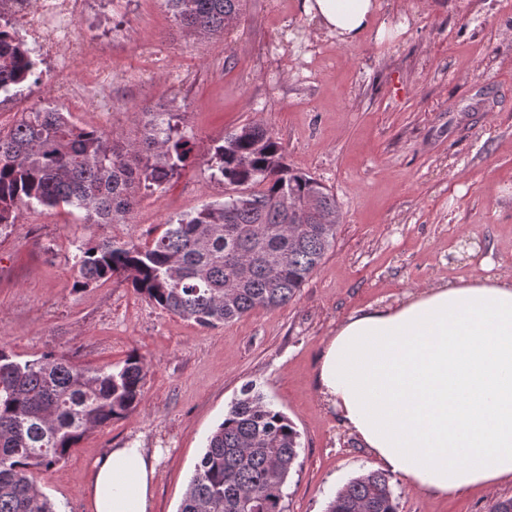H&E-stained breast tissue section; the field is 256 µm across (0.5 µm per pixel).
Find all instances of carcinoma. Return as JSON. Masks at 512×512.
<instances>
[{
	"instance_id": "carcinoma-1",
	"label": "carcinoma",
	"mask_w": 512,
	"mask_h": 512,
	"mask_svg": "<svg viewBox=\"0 0 512 512\" xmlns=\"http://www.w3.org/2000/svg\"><path fill=\"white\" fill-rule=\"evenodd\" d=\"M243 0H164L187 30L226 32ZM36 55L0 24V92L22 91ZM143 138L122 142L81 128L57 106L22 114L0 132V227L22 207L74 206L97 224H118L137 190H161L193 153L172 112H149ZM214 176L237 195L202 206L144 243L103 240L75 255V287L118 277L161 309L203 327L291 301L336 245L341 213L316 179L288 166L274 134L245 124L210 151ZM146 379L142 356L91 369L46 352L20 361L0 346V512H57L38 478L90 433L132 414ZM299 433L252 387L243 390L195 466L179 512H287ZM326 512H398L390 477L363 473L339 489Z\"/></svg>"
}]
</instances>
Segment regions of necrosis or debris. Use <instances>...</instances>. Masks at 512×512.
Returning <instances> with one entry per match:
<instances>
[{
  "mask_svg": "<svg viewBox=\"0 0 512 512\" xmlns=\"http://www.w3.org/2000/svg\"><path fill=\"white\" fill-rule=\"evenodd\" d=\"M95 0H0V14L10 16L17 34L45 50L54 64L50 89L55 98L89 109L106 100L112 88V70L100 63L95 48L71 36L72 26L88 15ZM82 65L91 78L77 83L68 73Z\"/></svg>",
  "mask_w": 512,
  "mask_h": 512,
  "instance_id": "obj_1",
  "label": "necrosis or debris"
}]
</instances>
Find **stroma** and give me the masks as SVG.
Instances as JSON below:
<instances>
[{"label":"stroma","instance_id":"obj_1","mask_svg":"<svg viewBox=\"0 0 512 512\" xmlns=\"http://www.w3.org/2000/svg\"><path fill=\"white\" fill-rule=\"evenodd\" d=\"M302 3L244 0L225 36L191 35L162 0H106L75 26L124 77L95 110L61 102L71 121L135 142L148 113L175 112L197 158L164 189L140 190L125 223L34 206L0 230V344L23 360L52 351L116 366L136 352L147 366L137 410L90 433L41 480L58 512H88L94 460L132 439L159 451L154 512H178L208 437L248 386L300 434L288 512H325L373 468L316 387L337 326L432 282L512 272V0H379L373 26L352 43L319 31ZM50 69L42 61L22 98L0 94V130L50 103ZM251 122L342 214L335 248L296 297L206 328L118 279L75 289L79 247L145 242L223 201L204 155ZM391 484L399 512H489L512 497L511 481L446 498L397 476Z\"/></svg>","mask_w":512,"mask_h":512}]
</instances>
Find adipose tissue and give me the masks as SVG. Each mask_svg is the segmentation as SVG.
<instances>
[{"instance_id": "adipose-tissue-1", "label": "adipose tissue", "mask_w": 512, "mask_h": 512, "mask_svg": "<svg viewBox=\"0 0 512 512\" xmlns=\"http://www.w3.org/2000/svg\"><path fill=\"white\" fill-rule=\"evenodd\" d=\"M321 30L356 41L376 0H303ZM316 382L382 471L433 496L512 479V274L429 284L359 311L327 343ZM156 470L139 441L108 449L90 512H153Z\"/></svg>"}]
</instances>
